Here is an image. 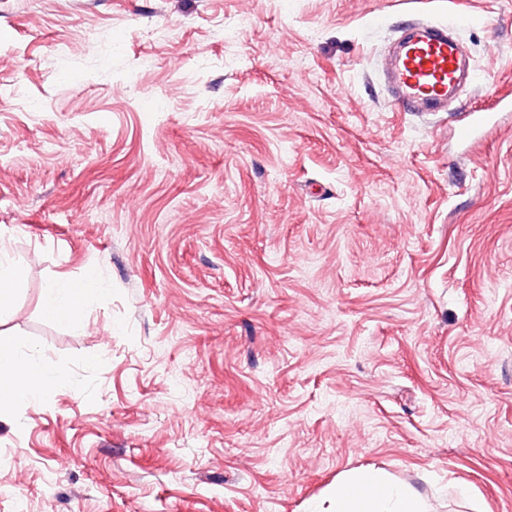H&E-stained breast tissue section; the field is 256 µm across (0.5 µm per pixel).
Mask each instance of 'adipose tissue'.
I'll use <instances>...</instances> for the list:
<instances>
[{
	"mask_svg": "<svg viewBox=\"0 0 512 512\" xmlns=\"http://www.w3.org/2000/svg\"><path fill=\"white\" fill-rule=\"evenodd\" d=\"M95 280H67L46 289L42 314L51 321L74 325ZM64 379L48 362L0 344V408L45 398ZM308 512H427L424 500L412 487L391 481L379 471L365 468L337 480L329 494L311 503Z\"/></svg>",
	"mask_w": 512,
	"mask_h": 512,
	"instance_id": "adipose-tissue-1",
	"label": "adipose tissue"
}]
</instances>
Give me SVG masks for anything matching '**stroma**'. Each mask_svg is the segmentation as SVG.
Returning a JSON list of instances; mask_svg holds the SVG:
<instances>
[{
  "mask_svg": "<svg viewBox=\"0 0 512 512\" xmlns=\"http://www.w3.org/2000/svg\"><path fill=\"white\" fill-rule=\"evenodd\" d=\"M414 21L470 50L453 111L512 102V0H0V342L65 376L0 412V512H305L366 467L512 512V111L397 109ZM27 279L25 267L19 263H0V319L13 310L15 296ZM94 286L95 279L91 275L77 284L67 280H59L50 284L43 296V316L56 323L75 325L79 322L85 298L97 290Z\"/></svg>",
  "mask_w": 512,
  "mask_h": 512,
  "instance_id": "35a3bbf8",
  "label": "stroma"
}]
</instances>
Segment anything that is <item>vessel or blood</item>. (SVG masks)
Returning a JSON list of instances; mask_svg holds the SVG:
<instances>
[{
  "mask_svg": "<svg viewBox=\"0 0 512 512\" xmlns=\"http://www.w3.org/2000/svg\"><path fill=\"white\" fill-rule=\"evenodd\" d=\"M395 105L406 112L443 111L458 87L471 77L462 46L447 29L418 22L406 26L395 53L383 66Z\"/></svg>",
  "mask_w": 512,
  "mask_h": 512,
  "instance_id": "1",
  "label": "vessel or blood"
}]
</instances>
